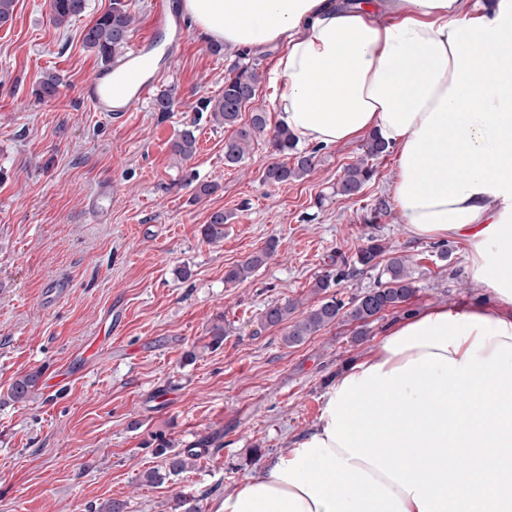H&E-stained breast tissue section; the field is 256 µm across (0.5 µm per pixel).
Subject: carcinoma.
Listing matches in <instances>:
<instances>
[{
    "label": "carcinoma",
    "instance_id": "cac0c4a2",
    "mask_svg": "<svg viewBox=\"0 0 512 512\" xmlns=\"http://www.w3.org/2000/svg\"><path fill=\"white\" fill-rule=\"evenodd\" d=\"M86 9V0H50V16L57 25H65ZM133 16L128 11L126 0H112L111 8L98 17L84 30L86 47L97 52L104 60L125 51ZM262 75L257 66L245 64L235 67L224 79V90L213 98L201 102L202 109L211 112L213 121L223 127L234 129V134L224 142V165H240L249 151L254 138L266 130L265 113L257 110L251 122L237 127L240 115L252 103ZM60 78L55 74L43 75L37 85L38 97L50 98L56 95ZM272 159L265 167L262 179L269 184H282L299 180L314 166V155L297 150L293 136L287 129L279 127L269 136ZM172 152L187 161L196 152V136L186 130L172 144ZM364 156L347 165L336 186V193L344 197L359 194L374 174L368 160L386 152L385 145L375 137L367 138L363 145ZM224 212L216 211L202 227V235L209 243L224 240ZM274 245L256 252L242 262L228 269L224 280L228 283L241 282L262 267L273 251ZM353 265L360 271L379 270L383 278L380 286L356 295L345 301L331 292L340 280L347 277L344 270L329 271L320 276L313 285L314 292L323 295L320 303L306 315L288 326L284 343L293 346L302 343L325 326L336 321H350L357 324V336L367 335V326L379 314L402 307L418 290L411 257L394 251L384 240L372 235L353 259ZM297 308L293 301L274 304L265 309L261 320L266 326H277L288 321ZM39 380L36 372L28 373L14 381L10 394L13 400L25 402L32 397ZM214 439L204 437L198 442L175 451L169 441L161 439L154 448V454L164 461V466L147 471L143 475L148 484H162L193 468L195 462L209 454Z\"/></svg>",
    "mask_w": 512,
    "mask_h": 512
}]
</instances>
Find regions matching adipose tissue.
<instances>
[{
    "label": "adipose tissue",
    "mask_w": 512,
    "mask_h": 512,
    "mask_svg": "<svg viewBox=\"0 0 512 512\" xmlns=\"http://www.w3.org/2000/svg\"><path fill=\"white\" fill-rule=\"evenodd\" d=\"M181 8L224 46H278L270 97L297 142L384 141L408 236L464 241L491 291L389 323L217 512H512V0Z\"/></svg>",
    "instance_id": "obj_1"
}]
</instances>
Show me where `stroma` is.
<instances>
[{
    "instance_id": "1",
    "label": "stroma",
    "mask_w": 512,
    "mask_h": 512,
    "mask_svg": "<svg viewBox=\"0 0 512 512\" xmlns=\"http://www.w3.org/2000/svg\"><path fill=\"white\" fill-rule=\"evenodd\" d=\"M111 4L87 0L59 28L48 0H15L0 26V512H89L111 499L128 512H173L182 494L214 512L258 470L251 448L272 457L313 426L337 373L395 319L384 313L361 342L355 324L339 321L292 347L285 326L260 321L271 304L296 301L300 316L314 308L316 279L368 236L412 257L409 309L490 295L470 276L463 242L407 236L390 205L392 155L374 159V177L351 198L336 185L362 153L357 142L315 148L310 174L287 184L262 180L263 134L240 166L225 167L232 131L199 103L222 92L236 64L267 73L273 51L213 52L189 22L180 42L166 36L156 48L166 71L157 92L171 112L147 100L114 125L88 111L78 90L101 61L82 32ZM47 73L62 85L40 99L33 89ZM187 128L197 151L183 162L171 144ZM202 183L216 190L194 200ZM217 209L224 240L211 244L202 227ZM270 244L250 278L225 282ZM218 317L227 334L214 350ZM31 372L43 379L35 397L13 401L14 380ZM59 373L66 383L48 390ZM205 436L216 445L192 469L143 482L160 463L157 438L179 450Z\"/></svg>"
}]
</instances>
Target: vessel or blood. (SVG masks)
I'll use <instances>...</instances> for the list:
<instances>
[{"mask_svg": "<svg viewBox=\"0 0 512 512\" xmlns=\"http://www.w3.org/2000/svg\"><path fill=\"white\" fill-rule=\"evenodd\" d=\"M180 16L170 0H155L151 33L134 43L123 58L100 69L81 89L83 102L102 113L113 124H121L140 102L150 97L163 77L162 72L146 69L143 60L152 54L159 35L183 30Z\"/></svg>", "mask_w": 512, "mask_h": 512, "instance_id": "1", "label": "vessel or blood"}]
</instances>
